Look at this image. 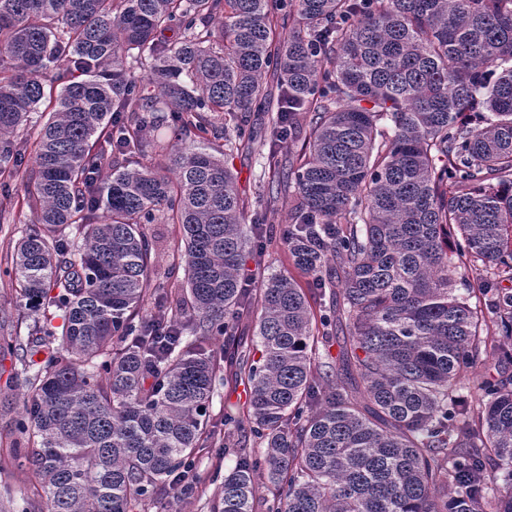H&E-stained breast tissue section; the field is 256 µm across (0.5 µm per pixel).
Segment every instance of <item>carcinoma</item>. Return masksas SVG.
<instances>
[{"label": "carcinoma", "mask_w": 512, "mask_h": 512, "mask_svg": "<svg viewBox=\"0 0 512 512\" xmlns=\"http://www.w3.org/2000/svg\"><path fill=\"white\" fill-rule=\"evenodd\" d=\"M280 2L0 0V181L32 211L11 272L39 315L4 346L10 451L46 512H134L187 477L222 360L275 512H512V376L464 392L480 352L512 363V0H288L286 34ZM244 150L265 208L294 184L307 290L249 286L270 230L224 163ZM148 224L180 226L187 279L150 317ZM470 266L479 307L456 293ZM328 278L342 336L307 295ZM253 307L257 359L233 340ZM254 467L224 474L218 512H256Z\"/></svg>", "instance_id": "cac0c4a2"}]
</instances>
